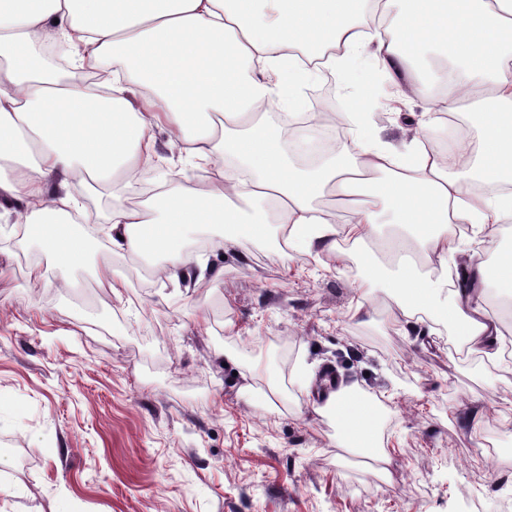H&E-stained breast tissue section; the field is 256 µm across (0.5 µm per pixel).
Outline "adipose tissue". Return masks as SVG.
<instances>
[{
    "mask_svg": "<svg viewBox=\"0 0 512 512\" xmlns=\"http://www.w3.org/2000/svg\"><path fill=\"white\" fill-rule=\"evenodd\" d=\"M379 2L380 27L363 38L353 18ZM62 40L76 68L112 69V101L45 68L41 47ZM443 66L421 64V42ZM395 82L408 83L432 112L483 103L477 147L459 139L448 151L416 138L396 149L368 123L369 93L347 132L355 154L302 170L290 164L280 128L264 104L303 105L295 82L320 67L352 70L365 50ZM167 125L189 158L217 168L207 190L161 189L146 206L125 204L141 175L161 163L155 129ZM473 154L458 177L448 156ZM237 166L227 171L224 159ZM111 179L106 234L116 253L160 257L168 280L186 275L183 251L196 225L219 224L236 247L278 231L296 251L333 253L338 238L363 241L378 215L410 230V244L440 265L463 254L457 225L492 235L512 222V0H0V200L23 206L29 234L64 271L82 264L95 223L77 199L87 180ZM492 186L478 194L473 183ZM346 202L338 224L316 207L325 191ZM410 313L453 326L467 350L495 360L508 343L474 292L448 289L401 264L389 282ZM328 404L345 447L388 464L375 433L377 408L345 387Z\"/></svg>",
    "mask_w": 512,
    "mask_h": 512,
    "instance_id": "obj_1",
    "label": "adipose tissue"
}]
</instances>
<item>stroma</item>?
<instances>
[{
  "label": "stroma",
  "instance_id": "35a3bbf8",
  "mask_svg": "<svg viewBox=\"0 0 512 512\" xmlns=\"http://www.w3.org/2000/svg\"><path fill=\"white\" fill-rule=\"evenodd\" d=\"M385 140L446 131L420 99L375 88ZM180 187L194 169L156 132ZM199 226L204 274L161 283L95 239L87 264L35 288L50 260L0 218V512H503L512 506V367L469 354L453 327L407 323L385 286L384 241L344 240L319 259L271 235L219 246ZM459 233L494 269L512 223ZM127 286L112 294L96 270ZM385 402L386 472L338 443L317 415L324 369ZM479 409V428L467 413Z\"/></svg>",
  "mask_w": 512,
  "mask_h": 512
}]
</instances>
